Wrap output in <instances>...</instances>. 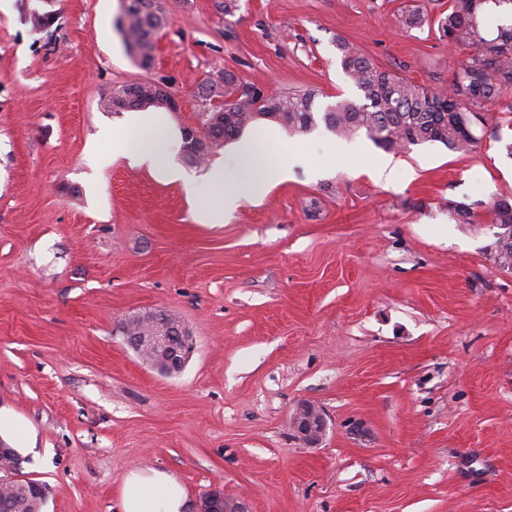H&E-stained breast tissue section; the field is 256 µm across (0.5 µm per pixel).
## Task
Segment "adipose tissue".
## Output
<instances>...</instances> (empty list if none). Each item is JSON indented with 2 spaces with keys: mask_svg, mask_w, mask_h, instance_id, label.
Here are the masks:
<instances>
[{
  "mask_svg": "<svg viewBox=\"0 0 512 512\" xmlns=\"http://www.w3.org/2000/svg\"><path fill=\"white\" fill-rule=\"evenodd\" d=\"M156 134L139 147H130L124 134L113 132L112 141L117 154L139 155L141 160L150 161L155 171L168 179H175L166 149V128L164 118L153 123ZM241 169L238 181L230 183L222 166H214L208 180L213 188L224 192V210L233 212L241 201L259 196L268 183L285 178L287 171L282 167L270 166L256 141H243L237 151ZM122 512H183L186 494L182 485L171 475L155 469H137L128 472L121 487Z\"/></svg>",
  "mask_w": 512,
  "mask_h": 512,
  "instance_id": "obj_1",
  "label": "adipose tissue"
}]
</instances>
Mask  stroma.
Here are the masks:
<instances>
[{
	"instance_id": "1",
	"label": "stroma",
	"mask_w": 512,
	"mask_h": 512,
	"mask_svg": "<svg viewBox=\"0 0 512 512\" xmlns=\"http://www.w3.org/2000/svg\"><path fill=\"white\" fill-rule=\"evenodd\" d=\"M142 68L117 22L122 0H10L0 12V445L47 490L43 512H121L132 468L172 474L198 512L223 487L248 512H512V270L493 257L490 210L512 197V92L467 153H386L325 125L246 134L287 179L212 223L182 182L112 154L139 109L113 88L164 84L170 160L185 180L235 175V144L185 164L181 131L220 71L317 111L359 92L344 39L399 77L446 88L468 58L438 31L448 0H171ZM420 9L422 27L396 26ZM346 156L332 160L329 151ZM390 157V179L369 163ZM469 208L462 223L455 206ZM162 309L194 341L181 373L152 370L118 331ZM328 429L305 447L296 405ZM289 425L307 447L319 445L327 430L324 411L311 401H301L289 418Z\"/></svg>"
}]
</instances>
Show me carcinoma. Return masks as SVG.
<instances>
[{
  "label": "carcinoma",
  "instance_id": "1",
  "mask_svg": "<svg viewBox=\"0 0 512 512\" xmlns=\"http://www.w3.org/2000/svg\"><path fill=\"white\" fill-rule=\"evenodd\" d=\"M140 0H123L125 22L119 27L124 42L141 66L153 60L155 38L167 18L143 11ZM512 6V0H450L441 21L442 37L448 45L466 47L471 54L454 74L449 87L434 91L415 85L382 69L344 41H336L344 73L352 80L361 99H343L315 110L316 92L268 94L242 84L230 71L223 73L224 99L206 113L203 128L215 132L204 158L183 154L184 162L199 166L209 153L240 137L261 121L273 120L291 132L307 133L318 121L338 137L360 133L384 150L405 151L413 146L440 143L448 150L466 153L476 143L474 126L487 123L484 103L512 91V23H502L487 32L483 14L490 9ZM103 106L117 103L126 109L156 107L149 82L123 85L102 98ZM491 223L512 226V198L498 199L491 209ZM32 484L11 482L0 493V512H40L43 499Z\"/></svg>",
  "mask_w": 512,
  "mask_h": 512
}]
</instances>
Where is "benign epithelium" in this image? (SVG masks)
<instances>
[{"label":"benign epithelium","mask_w":512,"mask_h":512,"mask_svg":"<svg viewBox=\"0 0 512 512\" xmlns=\"http://www.w3.org/2000/svg\"><path fill=\"white\" fill-rule=\"evenodd\" d=\"M156 104L169 111L180 109L179 100L163 85H158ZM183 139L189 151L202 153L211 140L208 132L188 126L183 130ZM120 330L126 342L135 350L144 364L166 376L175 375L183 369L191 349V336L182 324L163 310L139 313L123 321ZM289 425L299 440L307 447L319 445L327 430L324 411L311 401L298 403L289 418ZM200 512H246L238 499L224 496V488L209 489L200 500Z\"/></svg>","instance_id":"obj_1"}]
</instances>
